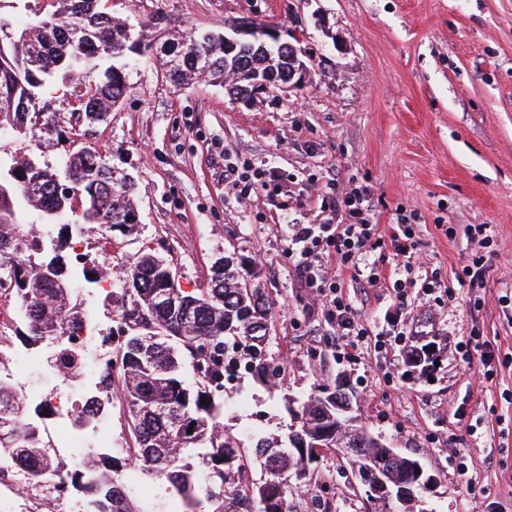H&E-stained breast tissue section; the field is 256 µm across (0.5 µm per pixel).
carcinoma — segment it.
I'll use <instances>...</instances> for the list:
<instances>
[{"label": "carcinoma", "mask_w": 512, "mask_h": 512, "mask_svg": "<svg viewBox=\"0 0 512 512\" xmlns=\"http://www.w3.org/2000/svg\"><path fill=\"white\" fill-rule=\"evenodd\" d=\"M50 2L49 13L21 29L8 31L0 21V135L14 134L32 142L56 131V115L41 111L40 99L58 81L79 80L78 117L91 124L104 121L126 93L129 55L142 56L150 48L133 25L104 10L105 0ZM168 53L171 79L206 78L228 85L231 96L256 81L282 82L288 74V47L258 38L231 46L223 33H190L176 38ZM133 190L131 180L114 176L102 155L89 148L70 153L58 169L32 154L0 156V269L14 283L22 317L14 329L16 337L38 345L87 321L74 299L63 255L68 229L81 222L108 230L118 227L123 233L133 230L138 223ZM38 213L46 223L59 225L46 271L43 264L32 261L46 244L27 229L30 217ZM170 266L168 259L146 251L134 263L123 264L126 287L115 298L129 331L115 348L122 366L117 372L106 368L98 393L88 396L75 417L82 426L100 419L112 388L121 386L130 413L133 460L146 473L165 477L174 492L199 512L200 475L189 451L205 449L202 459L213 480L209 498L248 465L235 439L219 429L220 410L212 389L224 378L222 355L228 337L246 342L249 357L262 373L272 370L265 358L270 303L261 289L239 278L228 260L215 263L207 287L197 291L172 285ZM205 352L210 364L190 388L182 379L185 362L198 361ZM53 363L73 378L81 353L63 341ZM344 401L345 395L339 393L324 409L318 407L316 395L302 403L294 436L307 443L304 456L288 454L286 440L275 444L257 438L254 453L267 472L266 481L255 490L258 512H289L284 475L307 477L319 457L317 446L336 444V409ZM190 426L192 433H178ZM345 436L352 444L349 457L357 470L374 468L383 460L376 437L363 425L339 433ZM8 459L37 464L31 473L35 483L66 468L48 453L38 427L25 417L14 387L0 378V462ZM71 473V487L90 499L93 512H147L131 501L112 466L93 460Z\"/></svg>", "instance_id": "obj_1"}]
</instances>
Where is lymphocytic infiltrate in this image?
Masks as SVG:
<instances>
[{"label": "lymphocytic infiltrate", "mask_w": 512, "mask_h": 512, "mask_svg": "<svg viewBox=\"0 0 512 512\" xmlns=\"http://www.w3.org/2000/svg\"><path fill=\"white\" fill-rule=\"evenodd\" d=\"M336 209L347 218L343 224H292L288 227V262L312 288L328 316L343 337L360 339L371 336V327L356 318L353 307L342 293L340 274L358 270L361 261L389 246L402 260L404 270H412L417 259L414 231L408 222H398L390 236L379 233L376 225L366 223L363 215L370 209L365 191L352 188L337 195Z\"/></svg>", "instance_id": "lymphocytic-infiltrate-1"}]
</instances>
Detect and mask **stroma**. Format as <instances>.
<instances>
[{
	"mask_svg": "<svg viewBox=\"0 0 512 512\" xmlns=\"http://www.w3.org/2000/svg\"><path fill=\"white\" fill-rule=\"evenodd\" d=\"M113 17L141 27L151 45L126 68L127 92L103 122H77L80 88L54 85L43 97L60 131L41 143L0 137V150L35 154L60 166L85 146L103 153L136 185L139 222L130 234L82 224L85 269H111L121 293L124 260L141 251L171 259L185 290L206 287L213 263L233 259L271 302L266 345L278 375L239 368L243 350L224 352L219 423L242 454L257 437L285 436L298 403L342 384L365 427L403 456L420 461L432 481L425 512H512V0H107ZM251 17L280 29L304 52L309 80L289 93L233 102L205 79L176 85L162 61L174 37L223 31ZM228 166L269 170L264 188L244 197L224 183ZM371 196V223L387 233L408 215L424 265L400 291L370 286L372 265L345 278L356 316L385 328L402 309L404 339L374 337L346 347L285 257L290 224H336V196L353 187ZM452 233H443V225ZM485 225L490 260L482 287L459 283L476 247L468 231ZM437 287H424L427 274ZM510 302H503V295ZM75 296L107 334L120 330L112 302L78 279ZM500 350L491 378L466 362L459 344L472 336ZM432 341V376L408 361L411 345ZM40 359L33 368L13 351ZM54 347L14 341L0 354L12 385L51 395H86L91 381L59 378ZM119 477L153 512H190L167 480L126 459L129 414L113 394L108 414ZM290 512H412L411 505L367 495L335 449H321L306 479L286 481Z\"/></svg>",
	"mask_w": 512,
	"mask_h": 512,
	"instance_id": "1",
	"label": "stroma"
}]
</instances>
